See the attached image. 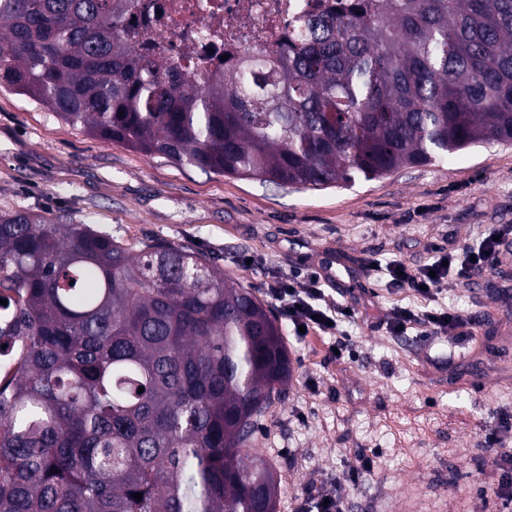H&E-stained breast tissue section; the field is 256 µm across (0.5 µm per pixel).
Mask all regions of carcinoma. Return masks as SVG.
Here are the masks:
<instances>
[{"mask_svg":"<svg viewBox=\"0 0 512 512\" xmlns=\"http://www.w3.org/2000/svg\"><path fill=\"white\" fill-rule=\"evenodd\" d=\"M127 8L0 0V85L148 157L298 189L512 142V0H354L194 84L137 56ZM0 299V512H277L254 445L293 363L255 289L188 246L18 210Z\"/></svg>","mask_w":512,"mask_h":512,"instance_id":"cac0c4a2","label":"carcinoma"}]
</instances>
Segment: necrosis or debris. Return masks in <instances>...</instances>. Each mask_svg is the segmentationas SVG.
I'll use <instances>...</instances> for the list:
<instances>
[{
	"instance_id": "4bbe7bcc",
	"label": "necrosis or debris",
	"mask_w": 512,
	"mask_h": 512,
	"mask_svg": "<svg viewBox=\"0 0 512 512\" xmlns=\"http://www.w3.org/2000/svg\"><path fill=\"white\" fill-rule=\"evenodd\" d=\"M127 33L138 55L188 81L235 68L239 57L279 50L306 13L335 14L337 0H133Z\"/></svg>"
}]
</instances>
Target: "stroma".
<instances>
[{"mask_svg":"<svg viewBox=\"0 0 512 512\" xmlns=\"http://www.w3.org/2000/svg\"><path fill=\"white\" fill-rule=\"evenodd\" d=\"M15 210L66 213L135 249L195 247L263 299L276 277L317 271L352 307L335 336L283 325L293 377L255 447L279 463L278 512H294L312 482L350 512H502L483 448L492 430L512 447V239L496 270L445 284L440 304L468 323L444 335H390L395 308L429 302L366 265L417 267L434 247L512 225V143L348 190H296L147 157L0 87V212ZM363 454L374 468L357 478Z\"/></svg>","mask_w":512,"mask_h":512,"instance_id":"stroma-1","label":"stroma"}]
</instances>
